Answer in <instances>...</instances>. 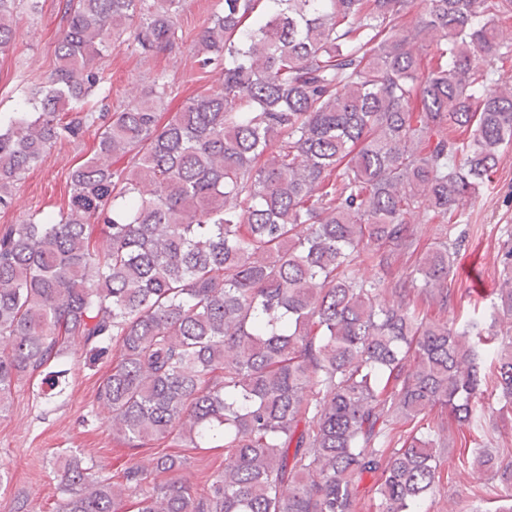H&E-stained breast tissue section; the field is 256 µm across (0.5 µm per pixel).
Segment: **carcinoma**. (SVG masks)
<instances>
[{
	"label": "carcinoma",
	"instance_id": "1",
	"mask_svg": "<svg viewBox=\"0 0 512 512\" xmlns=\"http://www.w3.org/2000/svg\"><path fill=\"white\" fill-rule=\"evenodd\" d=\"M18 2L0 0V54ZM179 2L63 0L54 72L0 116V209L97 126L65 206L0 228V411L41 373L58 387L71 344H111L113 436L222 442L224 470L202 494L181 478L150 492L181 459L130 460L112 483L71 456L56 512H421L448 494V418L487 437L489 385L512 406V336L484 327L512 320V235L485 317L448 318L451 233L512 146L495 79L512 0H224L192 46L220 86L163 125L162 77L86 109L125 34L145 55L183 45ZM460 462L494 470L484 494L512 512V448L476 442Z\"/></svg>",
	"mask_w": 512,
	"mask_h": 512
}]
</instances>
